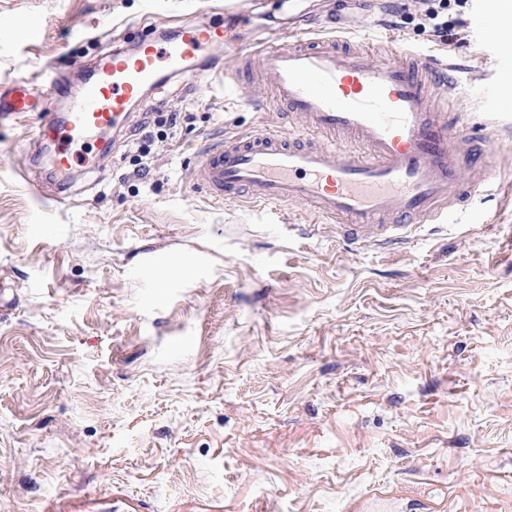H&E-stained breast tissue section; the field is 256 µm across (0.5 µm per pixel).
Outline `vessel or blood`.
I'll return each instance as SVG.
<instances>
[{"label":"vessel or blood","mask_w":512,"mask_h":512,"mask_svg":"<svg viewBox=\"0 0 512 512\" xmlns=\"http://www.w3.org/2000/svg\"><path fill=\"white\" fill-rule=\"evenodd\" d=\"M312 44H240L228 78L248 93L256 79L274 91L272 103L298 123L283 135L264 128L206 149L195 166V186L221 201L246 192L264 205L302 203L314 217L337 226L340 241L397 245L478 191L472 167L490 158V146L458 150L452 130L459 115L445 90L455 63L400 47L385 55L346 47L335 22ZM224 42L223 27L203 21L166 42L140 37L129 56L113 50L97 66L98 77L66 116L57 102L60 77L44 83L36 101L29 83L0 88V112L39 110L41 133L30 150L52 152L57 174L72 165L75 142L92 138L124 117L130 102L162 75L184 74L204 49Z\"/></svg>","instance_id":"b4317fda"}]
</instances>
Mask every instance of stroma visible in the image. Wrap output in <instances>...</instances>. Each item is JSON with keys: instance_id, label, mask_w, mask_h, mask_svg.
Masks as SVG:
<instances>
[{"instance_id": "35a3bbf8", "label": "stroma", "mask_w": 512, "mask_h": 512, "mask_svg": "<svg viewBox=\"0 0 512 512\" xmlns=\"http://www.w3.org/2000/svg\"><path fill=\"white\" fill-rule=\"evenodd\" d=\"M243 0H0V84L49 66L81 74L142 34ZM273 41L367 0H251ZM382 0L358 47L398 43L461 70V133L488 91L499 129L488 178L454 224L401 247L350 249L302 204L212 200L207 147L287 131L209 76L145 88L79 148L67 182L28 151L36 112L0 116V512H343L371 490L385 512H512V0ZM191 114L131 177L153 107ZM434 4H428L427 8L423 11L424 13H421L422 24L425 28L426 26L430 28L433 36L439 38L447 37L448 39V19L444 20L442 15L443 10L446 9V3L443 0H439L438 7L433 6Z\"/></svg>"}]
</instances>
